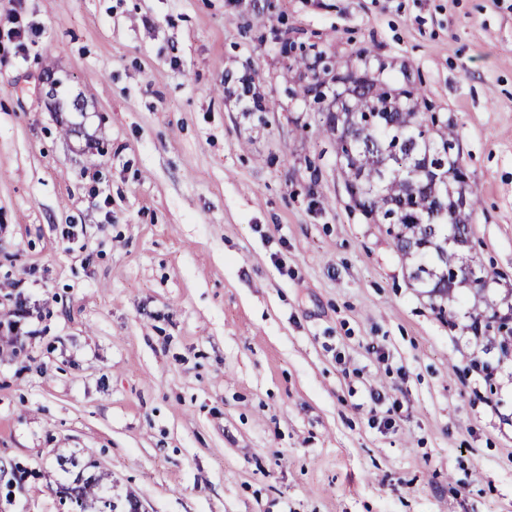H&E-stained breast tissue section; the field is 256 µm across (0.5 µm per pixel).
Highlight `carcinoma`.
<instances>
[{"label": "carcinoma", "instance_id": "obj_1", "mask_svg": "<svg viewBox=\"0 0 512 512\" xmlns=\"http://www.w3.org/2000/svg\"><path fill=\"white\" fill-rule=\"evenodd\" d=\"M358 125L357 135L336 140V156L345 159L340 168L344 181L359 188L362 206L376 214L393 240L401 258L409 262V276L429 289L438 314L455 299L463 280L453 239L466 246L470 218L479 204L475 191L457 180L462 163L454 125L435 118L420 87L409 81L393 88L371 77L348 99V111L339 123ZM446 164L448 182L438 189L429 185L427 166ZM448 198V211L439 214L436 195ZM512 317L473 316L468 329L475 336L504 333L512 337ZM94 512H112V499L83 485L69 496Z\"/></svg>", "mask_w": 512, "mask_h": 512}]
</instances>
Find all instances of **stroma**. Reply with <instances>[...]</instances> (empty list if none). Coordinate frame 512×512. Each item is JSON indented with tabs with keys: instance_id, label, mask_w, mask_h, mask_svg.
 Masks as SVG:
<instances>
[{
	"instance_id": "obj_1",
	"label": "stroma",
	"mask_w": 512,
	"mask_h": 512,
	"mask_svg": "<svg viewBox=\"0 0 512 512\" xmlns=\"http://www.w3.org/2000/svg\"><path fill=\"white\" fill-rule=\"evenodd\" d=\"M318 52L454 122L487 287L448 316L350 204ZM27 270L0 512L80 473L115 512H512V353L468 329L512 304V0H0V320Z\"/></svg>"
}]
</instances>
